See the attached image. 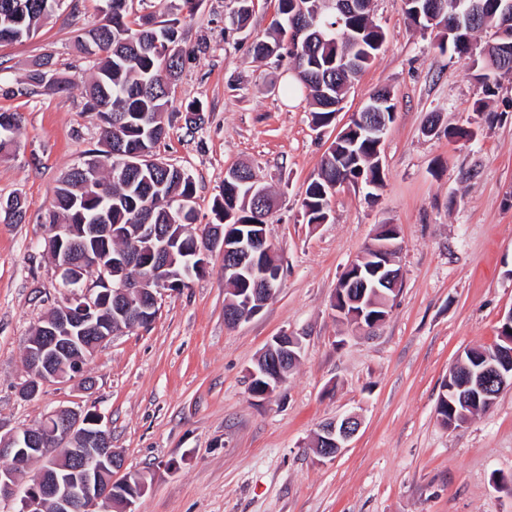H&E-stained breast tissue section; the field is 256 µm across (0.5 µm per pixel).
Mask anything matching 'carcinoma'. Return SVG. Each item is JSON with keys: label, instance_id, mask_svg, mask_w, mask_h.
I'll return each mask as SVG.
<instances>
[{"label": "carcinoma", "instance_id": "cac0c4a2", "mask_svg": "<svg viewBox=\"0 0 512 512\" xmlns=\"http://www.w3.org/2000/svg\"><path fill=\"white\" fill-rule=\"evenodd\" d=\"M60 0H0V34L14 35L12 41L19 42L33 36L58 7ZM371 0H363L357 13L337 25L336 14L329 0H309L312 11L310 23L314 28L302 31L294 22L295 0H276L275 18L269 31L252 43V52L257 58L274 56L287 60L299 88L313 99L316 111L313 122L322 124L335 112L331 105L336 97L343 95L347 83L353 76H336V58L345 54L361 60L366 67L375 55L373 42L385 39V33L370 19ZM485 8L480 18L467 21V0H443L442 8L432 19L419 21L407 15L410 23L423 31L437 32L440 50H453L463 56L473 53L472 33L491 30L498 26L499 0H483ZM252 0H237V9L231 17V25L241 28L250 19L249 6ZM129 0H112V16L103 25L107 36L96 45L94 74L84 86L85 110L103 119L104 106L117 108L112 113L121 125L114 130L101 129L99 147L88 150L89 158H102L110 167L128 158L138 160L141 152L157 148L166 136L163 114L172 107L174 96L166 93L164 85L176 79L183 66V51L179 46V19L145 21V25L130 27ZM512 78V46L507 61L490 63L481 60L475 79L486 95L494 93L500 80ZM72 81L55 70L37 69L29 75L26 86L17 90L20 95L30 96L47 92L68 90ZM11 119L9 125L0 122V142L12 137L20 130L17 113L0 111V117ZM375 141L369 134H361L355 145H348V154L341 160L335 155L322 158L317 178L307 186L302 201L303 217L307 223L326 218L330 212V198L323 195L327 184L352 178L360 179L374 189L384 185L383 170L374 162ZM100 181L111 196L112 224H167L166 204L168 198L179 205L194 203L195 183L190 175L181 179L169 168H155V174L147 177L136 169L128 170L121 177L111 172L100 175ZM56 209L53 222L67 224L85 222L93 224L97 208L92 202L91 192L69 171L60 180L55 190ZM273 206L267 199L264 208H254L252 200L234 182L224 183L221 198L213 205L215 215L229 219L232 224H264ZM0 214L4 220L19 224L24 220V203L20 197L0 200ZM194 208L180 219L182 228L174 229L178 243L191 246L197 237L188 226L196 223Z\"/></svg>", "mask_w": 512, "mask_h": 512}]
</instances>
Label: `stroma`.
<instances>
[{"label":"stroma","instance_id":"1","mask_svg":"<svg viewBox=\"0 0 512 512\" xmlns=\"http://www.w3.org/2000/svg\"><path fill=\"white\" fill-rule=\"evenodd\" d=\"M235 7L133 0L129 19L181 20L184 65L158 153L195 182L191 232L215 223L226 171L250 166L278 200L267 223L283 265L277 294L251 319L226 323L224 260L213 255L190 287L163 296L150 325L94 353L87 392L66 380L18 395L26 340L66 293L44 248L55 189L100 138L84 110L93 68L79 45L99 21L94 0H64L33 37L0 44V109L21 116L17 146L0 159V199L21 196L26 208L24 223L0 220V435L61 406L99 411L127 467L147 475L138 512H512V390L461 426L437 415L450 365L498 343L512 310V82L483 97L468 57L440 51L401 0H372L386 40L340 115L318 129L306 92L283 91L286 62L251 53L274 0H258L247 28L232 32ZM45 56L72 87L8 96ZM381 88L395 112L381 146L383 188H342L327 223H306L302 200L322 156ZM191 103L204 109L202 126L185 123ZM460 126L471 140L449 138ZM383 224L400 230L402 286L386 319L359 330L337 319L332 301ZM282 334L301 338L300 359L274 394L253 398L248 372ZM350 412L362 426L348 448L317 457L320 427Z\"/></svg>","mask_w":512,"mask_h":512}]
</instances>
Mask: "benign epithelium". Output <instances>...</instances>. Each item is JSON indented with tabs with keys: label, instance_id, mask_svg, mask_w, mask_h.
I'll list each match as a JSON object with an SVG mask.
<instances>
[{
	"label": "benign epithelium",
	"instance_id": "7a95c632",
	"mask_svg": "<svg viewBox=\"0 0 512 512\" xmlns=\"http://www.w3.org/2000/svg\"><path fill=\"white\" fill-rule=\"evenodd\" d=\"M512 35V3L504 0L501 20L495 29L496 41L487 50L497 54L498 40ZM381 101L372 99L362 111L351 115L350 128L359 124L373 135L375 149H380L389 129L387 114L380 112ZM225 179L249 186L247 195L260 203L266 190L246 177L241 168L226 172ZM81 238H74V225L49 224L45 247L51 254L57 275L69 294L53 308L40 325V333L31 337L25 348L28 374L20 386V395L32 398L42 387L60 380L66 371L69 378H77L81 388L89 390L92 381L85 375L86 341L92 340V349L106 343L116 333L151 324L158 311L161 297L181 287L180 275L169 272L171 248L165 243L168 235L154 224L132 227L134 236L142 241H161L151 249V273L146 277L129 274L131 269L144 268L142 249H126L115 254H101L89 249L88 241L124 236L127 231L118 225L106 223L101 215L99 224H82ZM259 231L246 239L237 224H210L202 238L189 251L188 263L195 264V272H203L209 256L218 251L224 255L226 271L238 277L244 273L257 274V287L239 293V309L234 316L239 322L258 314L274 295L281 271L263 267L257 269L255 251L269 254L274 245L268 240L266 225H257ZM398 226L385 224L378 240L368 245L359 259L347 268L351 275L342 279L336 288L333 307L338 317L359 327L376 326L387 317L401 288V275L392 268V255L397 249ZM92 265V273L83 275L84 266ZM503 344L495 345L493 352L475 359V365L466 362L460 354L453 363L442 391L452 399L468 405L479 398L492 405L500 393L512 386V335L501 337ZM301 340L296 336H275L260 355L257 366L249 370L250 381L261 385L250 389L256 398L272 394L285 380L288 371L299 360ZM56 425L60 437L47 439L45 427ZM361 421L352 413L338 417L322 426L316 438L317 454L333 459L358 433ZM0 454L15 458L24 465L34 460L41 462L25 490L19 512H136L135 504L146 490L142 474L127 469L122 454L112 448V439L105 416L95 413L85 417L83 411L61 407L48 415V421L27 427L7 438H0ZM17 472H0V502L15 494Z\"/></svg>",
	"mask_w": 512,
	"mask_h": 512
}]
</instances>
